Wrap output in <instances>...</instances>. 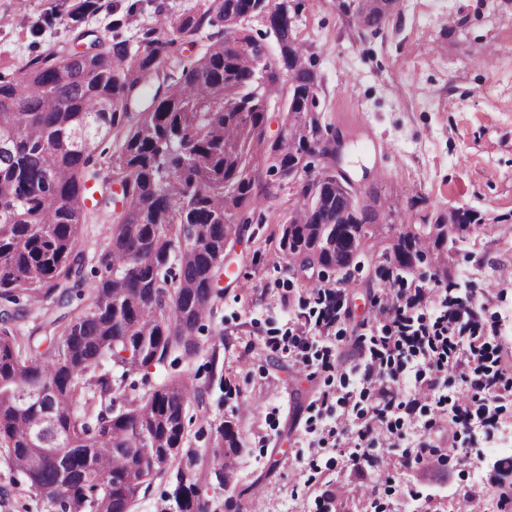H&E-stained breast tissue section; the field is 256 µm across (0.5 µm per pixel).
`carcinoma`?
Wrapping results in <instances>:
<instances>
[{"label": "carcinoma", "instance_id": "cac0c4a2", "mask_svg": "<svg viewBox=\"0 0 512 512\" xmlns=\"http://www.w3.org/2000/svg\"><path fill=\"white\" fill-rule=\"evenodd\" d=\"M270 2L211 0L175 21L158 16L134 53L124 41L94 40L89 56L50 49L0 79V447L56 512H93L98 501L105 512H130L151 485L150 456H168L173 466L187 458L171 493L177 512H207L195 467L227 480L238 453L231 422L216 428L207 456L181 455L186 406L204 403L193 379L167 376L147 399L121 401L117 382L134 365L197 351L195 334L223 293L224 228L243 230L271 196L256 170L258 144H267V174L299 179L297 206L280 227L286 257L316 253L313 225L335 243L320 255L326 267L350 263L355 238H376L377 214L336 189V160L315 164V139L328 136L317 112L319 78L288 23L269 14L279 57L267 77L256 63L261 41L245 27L238 49L221 39L180 77L161 69L175 41L192 44L202 28L258 15ZM369 2L364 26L379 28L388 4ZM169 27L177 39L161 37ZM278 70L288 80H277ZM271 100L286 116L275 136ZM111 134L122 146L103 176L95 144ZM99 179L122 192L113 198L101 270L89 282L77 247L90 207L79 187L93 203L90 181ZM443 245L410 224L383 255L409 269L435 261ZM67 283L58 303L70 316L20 335L21 300L43 301ZM46 383L44 396L19 399Z\"/></svg>", "mask_w": 512, "mask_h": 512}]
</instances>
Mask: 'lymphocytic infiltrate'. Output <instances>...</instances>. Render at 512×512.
<instances>
[{
    "label": "lymphocytic infiltrate",
    "mask_w": 512,
    "mask_h": 512,
    "mask_svg": "<svg viewBox=\"0 0 512 512\" xmlns=\"http://www.w3.org/2000/svg\"><path fill=\"white\" fill-rule=\"evenodd\" d=\"M435 289L418 285L411 292L388 289L379 300L376 319L382 325L381 348L372 352L363 369L361 379L367 390L386 400L389 407L405 417H413L421 401L434 398L438 382L429 380L412 393L401 391L389 379L384 368L388 357L418 358L436 370L444 367L462 368L465 362L485 358L487 343L479 331L478 315L467 301L460 300L441 311L433 325L413 324L409 314L413 310L434 303ZM472 328L465 359L454 358L455 343L450 337L458 325Z\"/></svg>",
    "instance_id": "1"
}]
</instances>
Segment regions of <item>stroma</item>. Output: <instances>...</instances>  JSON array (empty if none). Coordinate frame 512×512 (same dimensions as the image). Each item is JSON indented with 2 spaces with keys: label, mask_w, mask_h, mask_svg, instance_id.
I'll use <instances>...</instances> for the list:
<instances>
[{
  "label": "stroma",
  "mask_w": 512,
  "mask_h": 512,
  "mask_svg": "<svg viewBox=\"0 0 512 512\" xmlns=\"http://www.w3.org/2000/svg\"><path fill=\"white\" fill-rule=\"evenodd\" d=\"M0 0V76L51 46L84 49L85 35L113 37L137 49L157 13L176 18L202 0ZM294 32L321 81L318 109L347 139L342 167L361 186L396 200L414 186L430 207L479 216L464 238L444 249L447 280L395 268L364 250L344 269H327L319 285L341 288L345 315L329 334L318 326L316 288L297 276L278 247L279 228L296 205L288 182L255 210L231 268L246 280L222 279V299L196 334L198 351L177 374L208 387L206 413L186 409L184 449L205 454L216 428L231 422L239 441L224 485L202 481L209 512H512L499 482L512 464V396L472 395L462 374L512 365V0H398L379 29L345 17L336 0H302ZM433 286L441 298L469 300L498 359L465 370L435 371L422 360L387 369L406 392L437 377L438 401L421 403L414 420L387 411L395 445L377 435H343L344 424L372 415L379 401L361 396V374L374 338V301L383 283ZM307 326L305 346L293 338ZM495 410L493 427L460 429L450 448L453 407ZM433 421L449 463L406 465L421 426ZM361 451L366 461L353 464ZM0 512H52L23 471L0 448Z\"/></svg>",
  "instance_id": "1"
}]
</instances>
